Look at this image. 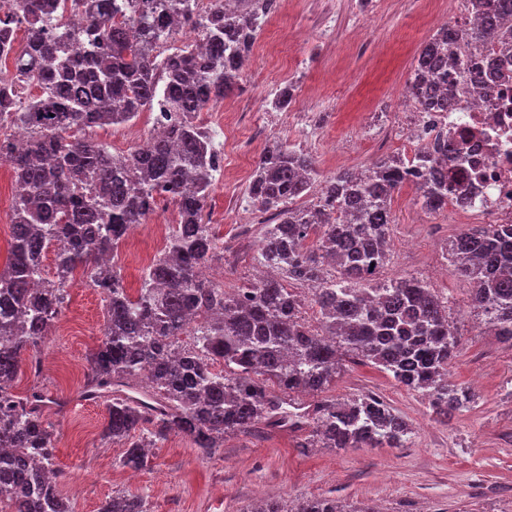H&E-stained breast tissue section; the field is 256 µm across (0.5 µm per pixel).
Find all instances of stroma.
I'll return each mask as SVG.
<instances>
[{
	"instance_id": "stroma-1",
	"label": "stroma",
	"mask_w": 512,
	"mask_h": 512,
	"mask_svg": "<svg viewBox=\"0 0 512 512\" xmlns=\"http://www.w3.org/2000/svg\"><path fill=\"white\" fill-rule=\"evenodd\" d=\"M425 8V0H288L286 13L266 20L238 88L210 105L203 122L223 146L224 168L215 174L208 205L211 220L223 226L225 288L241 287L256 273L264 226L241 230L237 220L269 143L304 149L323 177L386 155H410V146L391 142L390 135L404 120L397 99L430 37ZM288 84L293 101L269 129L270 101ZM228 115L237 125L231 143L224 140ZM415 200L409 187L392 199L390 260L378 278L414 274L447 299L461 337L451 378L476 393L468 411L438 420L421 394L373 365L350 363L329 397L380 396L408 422L406 447L304 450L301 433L279 428L226 436L223 448L208 455L173 433L154 449L151 467L128 480L119 465L122 445L100 453L105 404L79 396L86 358L103 339L106 302L78 274L56 331L42 346L40 377L23 368L15 380L18 395L37 382L52 399L46 416L55 464L67 474L62 492L75 512H97L117 491L143 497L150 512H250L262 498L291 506L314 495L359 512H512V348L480 325L470 305L472 283L448 271L445 247L461 225L449 223L444 212L418 223ZM177 218L176 205L159 200L137 240L122 245L118 265L130 291L142 283L138 251L153 247L155 225Z\"/></svg>"
}]
</instances>
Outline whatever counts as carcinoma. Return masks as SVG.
Masks as SVG:
<instances>
[{
    "instance_id": "carcinoma-1",
    "label": "carcinoma",
    "mask_w": 512,
    "mask_h": 512,
    "mask_svg": "<svg viewBox=\"0 0 512 512\" xmlns=\"http://www.w3.org/2000/svg\"><path fill=\"white\" fill-rule=\"evenodd\" d=\"M274 2L211 0L203 12L199 0H137L130 13L116 0L0 2V64L12 66L0 75V120L26 132L22 142L0 137V160L21 188L0 269V504L8 512H73L54 463L49 398L37 385L20 397L14 381L26 361L39 377L40 347L80 268L107 301L81 398L107 403L102 438L125 448L124 467H145L148 449L173 432L210 454L262 422L305 431L302 448L404 447L408 424L378 395L328 399L346 361L388 373L442 420L474 403L470 389L448 381L460 341L441 297L415 276L375 281L388 260L393 194L411 185L429 211L448 206L449 138L365 172L340 170L303 207L293 203L317 181L313 157L268 145L247 197L276 220L256 256L269 275L231 291L202 282V267L224 259V248L203 219L218 152L196 117L236 87ZM467 4L480 19L465 35L469 45L512 46L502 9L492 0ZM180 30L199 40L159 57ZM456 37L441 28L416 60L412 89L431 112L448 111L452 93L442 87L458 64ZM77 40L90 51L74 54ZM32 84L41 94L26 99ZM159 105L176 118L143 148L114 155L86 135ZM161 198L177 205L178 220L133 295L107 257ZM51 248L50 280L43 267ZM448 257L452 272L475 284L473 309L512 347V224L461 231ZM291 283L311 287L316 324ZM302 393L314 402H296ZM99 512L149 510L141 496L118 492ZM254 512L346 510L306 497L289 509L264 499Z\"/></svg>"
}]
</instances>
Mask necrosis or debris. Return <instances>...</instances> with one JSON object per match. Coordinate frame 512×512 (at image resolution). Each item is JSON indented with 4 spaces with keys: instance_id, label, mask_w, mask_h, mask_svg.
I'll list each match as a JSON object with an SVG mask.
<instances>
[{
    "instance_id": "4bbe7bcc",
    "label": "necrosis or debris",
    "mask_w": 512,
    "mask_h": 512,
    "mask_svg": "<svg viewBox=\"0 0 512 512\" xmlns=\"http://www.w3.org/2000/svg\"><path fill=\"white\" fill-rule=\"evenodd\" d=\"M484 81L466 82L465 69L450 73L456 102L445 112L415 102L402 132L420 144L453 137L463 149L453 167L448 215L458 224H512V51L490 43L471 58Z\"/></svg>"
}]
</instances>
